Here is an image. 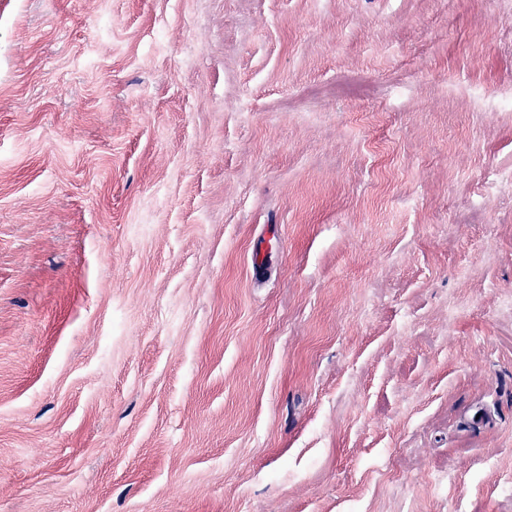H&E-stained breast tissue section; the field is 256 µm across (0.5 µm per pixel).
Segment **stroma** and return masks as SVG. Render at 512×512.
Instances as JSON below:
<instances>
[{
  "label": "stroma",
  "mask_w": 512,
  "mask_h": 512,
  "mask_svg": "<svg viewBox=\"0 0 512 512\" xmlns=\"http://www.w3.org/2000/svg\"><path fill=\"white\" fill-rule=\"evenodd\" d=\"M512 0H0V512H512Z\"/></svg>",
  "instance_id": "stroma-1"
}]
</instances>
